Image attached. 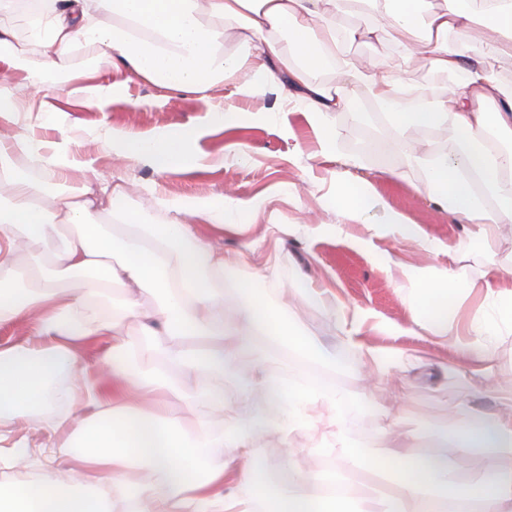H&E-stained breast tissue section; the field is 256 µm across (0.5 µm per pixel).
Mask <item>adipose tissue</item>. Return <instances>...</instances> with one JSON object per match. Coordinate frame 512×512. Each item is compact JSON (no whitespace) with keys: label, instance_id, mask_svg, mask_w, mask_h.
Listing matches in <instances>:
<instances>
[{"label":"adipose tissue","instance_id":"adipose-tissue-1","mask_svg":"<svg viewBox=\"0 0 512 512\" xmlns=\"http://www.w3.org/2000/svg\"><path fill=\"white\" fill-rule=\"evenodd\" d=\"M44 6L24 38L12 31L14 0H0V63L20 74L41 65L60 92L78 95L85 105L108 111L115 90L109 84L74 87L62 62L79 46L96 48L90 64L110 65L113 54L140 75L165 87L194 93L209 102L215 83L227 94L216 113L225 126L242 118L240 97L270 87L299 96L311 108L323 152L335 151V114L357 118L347 95L312 82L314 72L340 65L352 82L366 87L396 136L409 130L445 126L469 142L463 152L431 158L429 183L438 203L467 226L470 240L491 244L499 225L512 223V153L489 146L488 130L512 142V84L494 80L482 64L467 63L448 46L449 33L477 35L486 54L512 56V0H339L321 14V0H43ZM243 34L240 51L225 55L224 31ZM382 36L406 50L425 45L430 66L454 76L442 94L407 85L399 65L371 60L356 65L345 53L349 39ZM36 92L0 81V126L17 127L0 139V326L32 315L34 338L23 345L0 344V463L20 465L6 441L22 420L55 437L56 446L77 467L16 481L0 477V512H110L121 502L125 512H512V468H500L463 483L448 467L447 456L406 453L405 440L385 461L368 457L345 439L336 442L338 465L366 470L383 479L385 490L368 484L351 492L332 490L313 477L281 482L254 465L255 435L273 425L269 406L288 411V424L300 426L317 406L335 405L334 396L288 376L263 377L267 400L253 402L252 378L240 381L235 399L207 386L181 391L180 373L224 374L239 358L271 349L282 359L327 361L331 351L292 332L286 317L273 311L256 286L261 273L239 282L234 300L224 295V273L232 261L214 250L184 223L193 213L202 223L224 226V204L201 199L186 205L163 200L170 218L142 224L136 217L109 224L115 200L134 193L131 185L76 183L83 164L66 149L27 135L30 123L52 125L53 112L37 106ZM194 130L151 138L113 133L101 147L124 162L150 161L158 169L182 167ZM27 156L49 181L71 184L57 203L42 204L44 183L21 174L17 156ZM336 204L346 218L360 219L370 188L350 172L358 157L341 158ZM83 285L69 288L73 278ZM412 292L432 303L427 322L440 341H453L463 360L484 364L492 380V352L479 342L480 327L461 338L455 317L441 307L457 286L455 266L435 275L411 272ZM161 299L143 334L153 339L154 362L140 367L139 345L122 333L139 314V292ZM111 337L95 371L77 352L80 344ZM168 336L198 338L194 347L165 344ZM183 397L197 415L184 426L165 400ZM498 401L507 415L474 409L464 395L450 410V427L437 429L441 446L485 456L512 455V391ZM225 416L214 429L213 414ZM204 448L228 449L230 463L212 465ZM153 472L148 483L138 472ZM111 481L100 479L101 472Z\"/></svg>","mask_w":512,"mask_h":512}]
</instances>
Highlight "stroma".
I'll return each mask as SVG.
<instances>
[{"label":"stroma","instance_id":"1","mask_svg":"<svg viewBox=\"0 0 512 512\" xmlns=\"http://www.w3.org/2000/svg\"><path fill=\"white\" fill-rule=\"evenodd\" d=\"M346 53L356 61L398 60L405 79L417 87L426 86L434 74L423 49L406 52L386 38L347 42ZM91 55L90 49H78L67 65L76 85L115 84L110 111H94L80 97L45 85L40 97L58 111L59 126L35 129V136L65 144L88 162L83 174L88 182L139 184L137 193L114 203L116 224L129 215L146 224L167 222L169 215L158 202L162 196L185 201L230 196L251 203L250 212L225 213V220L240 225L233 232L197 224L190 214L182 220L196 224L199 235L216 250L228 255L241 252L251 267L270 268L269 298L274 307L287 315L294 330L336 352L332 389L344 395V402L330 415L312 418L291 436L275 428L255 437L253 444L268 456L273 475L316 474L318 462L331 458L330 446L339 437L357 444L366 455H382L395 429L415 434L416 454L441 453L431 434L447 425L448 406L460 390L478 389L475 406L496 411L492 395L481 390L480 364L462 363L452 344H439L420 322L424 308L411 295L405 273L454 264L459 287L449 297L451 305L464 320H484L490 310L481 287L484 273L492 262L512 267V224L500 225L491 245L468 240L465 224L429 201L425 169L408 166L403 152L391 146L392 134L383 115L374 112L365 87L351 83L339 68L314 75L315 81L345 91L359 104L360 121L337 126L338 155L362 156L363 167L354 176L370 184L377 203L362 222L355 223L344 220L337 209L335 175L340 164L337 155L322 153L306 106L289 105L274 90H259L242 99L244 117L228 128L206 110L207 104H223V86L212 90L206 104L194 94L154 85L119 58L100 73L89 74ZM255 112L263 113V120H252ZM189 127L196 128L198 135L189 146L188 162L166 172L146 162L116 163L94 145L110 128L152 136ZM390 210L399 212L406 224L420 228L422 237L373 235L371 225L382 223ZM273 224L289 225L290 230L273 236L269 230ZM314 224H331L337 231L314 239L307 234ZM448 243L456 245L455 256L443 252ZM295 283L328 289L347 310L368 312L361 341L386 359L385 370L364 377L356 359L346 355L340 322L311 299L293 295L290 288ZM281 365L272 355L246 356L237 373L205 375L201 381L232 399L239 392V375L276 374ZM393 391L403 392L404 399L392 406L388 395Z\"/></svg>","mask_w":512,"mask_h":512}]
</instances>
